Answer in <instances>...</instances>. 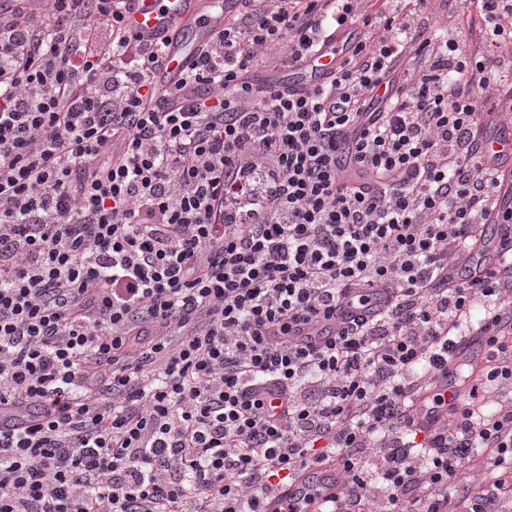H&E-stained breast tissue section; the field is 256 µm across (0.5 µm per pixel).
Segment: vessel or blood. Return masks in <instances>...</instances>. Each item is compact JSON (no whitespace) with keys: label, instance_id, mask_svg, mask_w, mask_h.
<instances>
[{"label":"vessel or blood","instance_id":"b4317fda","mask_svg":"<svg viewBox=\"0 0 512 512\" xmlns=\"http://www.w3.org/2000/svg\"><path fill=\"white\" fill-rule=\"evenodd\" d=\"M236 9L237 0H131L130 8L124 12L123 25L142 36L162 31L170 33L171 40L163 47L167 69L157 77L161 87L166 88L192 63L196 48L222 28ZM350 46L349 40L339 38L322 48L319 65L289 67L290 83L305 88L321 85L330 67L342 63ZM482 135L485 142L483 164L495 171L502 187L512 186V125L500 123L491 129L486 127ZM498 220V212L491 213L486 220L483 243L471 252L475 269H489L498 263ZM488 350L487 339L483 336L466 337L456 346L457 354L476 362L484 361ZM342 480L340 462L311 466L298 482L267 499L266 512H289L290 506L302 499L308 500L309 512H320L325 500L337 494Z\"/></svg>","mask_w":512,"mask_h":512}]
</instances>
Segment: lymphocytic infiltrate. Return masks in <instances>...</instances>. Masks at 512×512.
Listing matches in <instances>:
<instances>
[{
    "instance_id": "f902f5d3",
    "label": "lymphocytic infiltrate",
    "mask_w": 512,
    "mask_h": 512,
    "mask_svg": "<svg viewBox=\"0 0 512 512\" xmlns=\"http://www.w3.org/2000/svg\"><path fill=\"white\" fill-rule=\"evenodd\" d=\"M240 2L164 94L121 0L0 11V404L41 417L0 512H264L332 458L326 512H512V265L469 266L512 0ZM351 29L318 89L261 78ZM478 307L485 365L413 426Z\"/></svg>"
}]
</instances>
